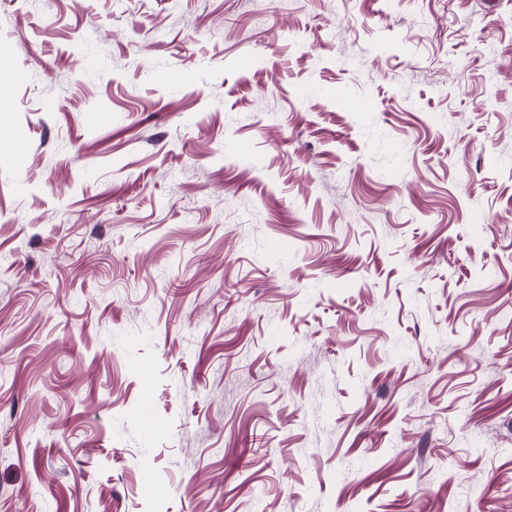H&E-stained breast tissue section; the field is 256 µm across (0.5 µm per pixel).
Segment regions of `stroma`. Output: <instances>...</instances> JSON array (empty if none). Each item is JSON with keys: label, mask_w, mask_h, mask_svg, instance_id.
Segmentation results:
<instances>
[{"label": "stroma", "mask_w": 512, "mask_h": 512, "mask_svg": "<svg viewBox=\"0 0 512 512\" xmlns=\"http://www.w3.org/2000/svg\"><path fill=\"white\" fill-rule=\"evenodd\" d=\"M1 73L0 512H512V0H0Z\"/></svg>", "instance_id": "1"}]
</instances>
